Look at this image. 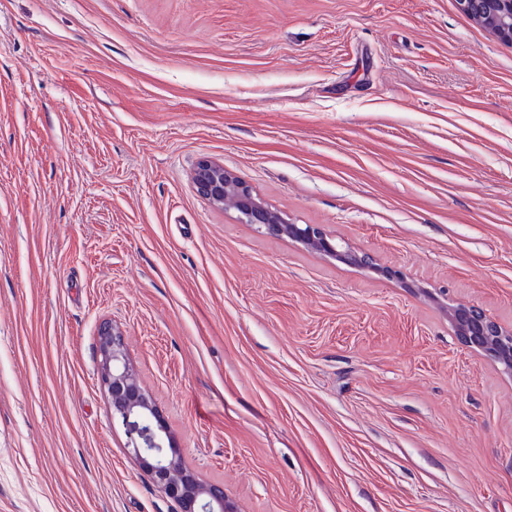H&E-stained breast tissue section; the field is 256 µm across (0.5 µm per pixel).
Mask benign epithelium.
I'll return each instance as SVG.
<instances>
[{"label": "benign epithelium", "mask_w": 512, "mask_h": 512, "mask_svg": "<svg viewBox=\"0 0 512 512\" xmlns=\"http://www.w3.org/2000/svg\"><path fill=\"white\" fill-rule=\"evenodd\" d=\"M461 9L497 38L512 43V0H458ZM200 197L222 207L232 205L247 224L265 233L289 238L306 249L358 267L377 271L387 278L401 272L381 267L366 253H357L316 224H292L254 195L251 188L224 164L202 159L193 175ZM448 321L463 344L512 372V329L491 320L475 306L448 309ZM100 382L112 421L122 425L127 447L146 473L178 506V512H234L224 487L202 481L187 468L174 438L150 394L141 386L126 352L121 328L109 322L99 326Z\"/></svg>", "instance_id": "1"}]
</instances>
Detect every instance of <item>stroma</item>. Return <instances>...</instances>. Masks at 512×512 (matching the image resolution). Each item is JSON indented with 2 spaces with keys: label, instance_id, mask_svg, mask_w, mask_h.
<instances>
[{
  "label": "stroma",
  "instance_id": "obj_1",
  "mask_svg": "<svg viewBox=\"0 0 512 512\" xmlns=\"http://www.w3.org/2000/svg\"><path fill=\"white\" fill-rule=\"evenodd\" d=\"M451 304L512 328V44L457 0H0V512H176L104 321L237 512H512V373ZM193 184L200 197L217 207L230 204L247 224H258L265 233L285 237L301 244L307 250L358 267L377 271L386 278L401 277V272L381 267L366 253H357L349 245H343L316 224H292L279 212L254 195L251 188L234 173L224 169L222 163L203 159L194 170Z\"/></svg>",
  "mask_w": 512,
  "mask_h": 512
}]
</instances>
